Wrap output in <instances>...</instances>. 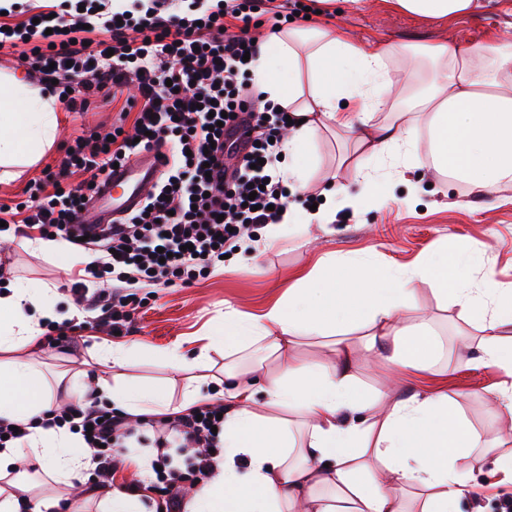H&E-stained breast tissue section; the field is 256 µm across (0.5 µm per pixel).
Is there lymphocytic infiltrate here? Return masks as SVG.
<instances>
[{
    "instance_id": "obj_1",
    "label": "lymphocytic infiltrate",
    "mask_w": 512,
    "mask_h": 512,
    "mask_svg": "<svg viewBox=\"0 0 512 512\" xmlns=\"http://www.w3.org/2000/svg\"><path fill=\"white\" fill-rule=\"evenodd\" d=\"M110 0H74L69 10L38 21L8 23L0 29V49L25 47L31 73L43 85H56L66 111L87 110L93 97L127 84L134 112L133 132L91 131L68 146L57 168H46L30 186L22 224L44 236L71 239V223L102 185L114 163H127L139 151L166 149L171 165L148 192L143 208L103 229L85 243L90 256L84 278L74 284L84 295L87 278L111 277L113 287L129 286L109 315L113 331H124L139 304L137 288L187 287L206 269L220 265L228 251L241 248L257 224H275L288 204L276 171L287 113L276 106L255 109L254 92L242 77L256 53L248 25L271 14L288 20L299 0H190L169 13V0L151 7ZM238 159L226 168V156ZM168 259H161V252ZM222 408L207 405L166 420L158 449L194 448L193 476L213 470L219 446L212 428ZM91 426L102 486L112 483L122 464L127 427L124 418L99 408L93 398L50 411L47 426L71 420Z\"/></svg>"
}]
</instances>
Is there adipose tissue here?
Listing matches in <instances>:
<instances>
[{
  "mask_svg": "<svg viewBox=\"0 0 512 512\" xmlns=\"http://www.w3.org/2000/svg\"><path fill=\"white\" fill-rule=\"evenodd\" d=\"M391 7L430 21L474 12L477 0H386ZM431 63L432 77L408 110L393 97L396 78L411 81L418 59ZM267 100L293 117L283 140L289 159L283 175L306 189L316 165L313 141L321 128L354 135L374 168L359 173L357 193L343 184L329 191L328 208L285 210L282 224L323 225L331 208H357L380 200L376 172L392 150L417 169L423 158L437 171L490 191L512 185V39L458 47L446 43L411 53L393 46L362 47L338 30L291 23L263 38L252 69ZM380 112L389 121H377ZM57 102L48 91L16 74L0 76V178L39 160L53 144ZM426 128L428 140L418 130ZM482 247L426 256L406 270L328 262L304 273L288 297L258 315L224 314V333L208 346L223 349V455L208 482L193 489L192 512H458L468 491L471 451L480 438L458 404L442 391L373 394L355 374L354 348L376 355L402 373L430 372L438 341L427 321L406 322L405 312L427 285L440 299L454 297L483 332L481 359L512 375V284L492 271L480 281L471 272ZM48 285L18 283L0 292V420L28 423L22 442L0 448V476L37 464L58 484L82 481L89 467L81 434L43 427L55 403L29 359L38 351L41 321H63ZM360 337H353V330ZM329 339L330 364H307L293 353L299 339ZM212 379L191 380L180 400L159 389L98 377L88 385L129 419L169 417L214 403ZM305 425L295 443L287 411ZM128 461L142 489L116 488L98 502L99 512H146L149 462L138 453ZM61 499L29 494L25 484L0 488V512H62Z\"/></svg>",
  "mask_w": 512,
  "mask_h": 512,
  "instance_id": "obj_1",
  "label": "adipose tissue"
}]
</instances>
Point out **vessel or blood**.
<instances>
[{
  "label": "vessel or blood",
  "mask_w": 512,
  "mask_h": 512,
  "mask_svg": "<svg viewBox=\"0 0 512 512\" xmlns=\"http://www.w3.org/2000/svg\"><path fill=\"white\" fill-rule=\"evenodd\" d=\"M168 159L161 152H146L129 165L113 170L112 178L102 187L94 202V219L78 218L72 226L76 236L100 234L110 216L136 209L144 198L147 187L154 185L166 167Z\"/></svg>",
  "instance_id": "vessel-or-blood-1"
}]
</instances>
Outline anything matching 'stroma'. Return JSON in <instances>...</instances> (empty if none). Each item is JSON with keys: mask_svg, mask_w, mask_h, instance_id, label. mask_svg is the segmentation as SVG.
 I'll use <instances>...</instances> for the list:
<instances>
[{"mask_svg": "<svg viewBox=\"0 0 512 512\" xmlns=\"http://www.w3.org/2000/svg\"><path fill=\"white\" fill-rule=\"evenodd\" d=\"M302 2L312 10L311 21L340 27L354 42H379L406 50L421 43L467 46L485 40L512 18L505 12L512 0H496L473 16L440 24L393 11L384 0H373L372 8L367 10L347 8L339 14L323 9L319 0ZM124 106L125 98L119 95L97 99L85 112H60L51 149L21 177L0 182V204L12 206L25 201L29 181L40 177L44 166L57 165L69 142L95 128H110ZM314 147L319 163L311 174L309 189L288 193L289 204L303 210L319 202L325 182L335 178L347 182L355 175L354 169L337 165L344 148L340 139L322 133ZM255 234L271 237L272 242L254 257L232 252L223 266L187 288L138 289L140 306L120 335H112L105 325L119 289L109 285L91 287L98 302L74 318L77 343L65 349L42 345L34 357L36 367L47 378L64 372L70 383H77L78 370L97 371L93 348L109 338L113 343L134 344L140 349L137 360L122 371L125 382L158 387L173 399H180L189 374L173 370L165 352L176 350L187 359L196 358L204 337L223 328L227 309L255 314L287 298L296 273L312 270L324 258L401 269L441 247L461 253L483 243L487 246L484 265L493 268L499 281L512 283V188L477 193L466 183L429 167L404 175L391 171L382 200L362 203L354 210H339L329 224L291 225L274 236L267 225L261 224ZM84 256V250L73 244L63 255L32 251L20 234L0 250V260L14 267L15 279L34 286L56 285L63 310L76 305L71 286L84 267ZM420 316L429 319L437 335L438 376L423 380L394 376L370 355L358 357L357 376L364 386L374 390L389 384L404 390L421 385L447 390L481 439L480 447L472 452L469 474L470 484L478 486L479 492L463 499L460 512H500L498 498L512 496V483L493 473V462L498 452L512 447V442L504 433L502 416L488 404L487 391L507 382L508 377L478 363L480 332L463 320L459 305L439 302L424 286L418 292L416 306L406 313L410 321Z\"/></svg>", "mask_w": 512, "mask_h": 512, "instance_id": "35a3bbf8", "label": "stroma"}]
</instances>
